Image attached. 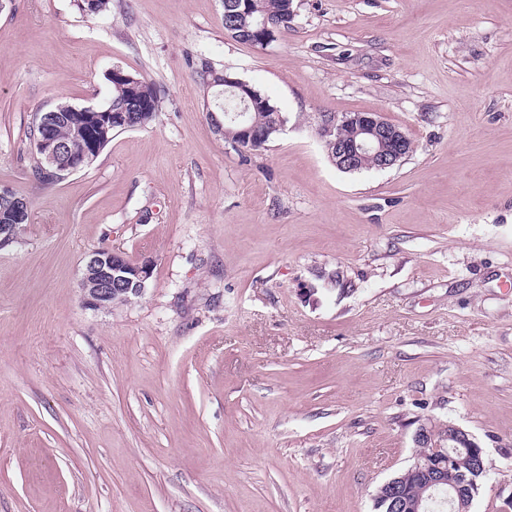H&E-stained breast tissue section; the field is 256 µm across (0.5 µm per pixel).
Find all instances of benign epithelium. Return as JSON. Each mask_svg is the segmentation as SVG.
Returning a JSON list of instances; mask_svg holds the SVG:
<instances>
[{
  "instance_id": "obj_1",
  "label": "benign epithelium",
  "mask_w": 512,
  "mask_h": 512,
  "mask_svg": "<svg viewBox=\"0 0 512 512\" xmlns=\"http://www.w3.org/2000/svg\"><path fill=\"white\" fill-rule=\"evenodd\" d=\"M214 86H227L242 101L251 99L252 87L245 81L224 76L212 82ZM58 118L54 112L41 115L43 134L33 142V151L41 167L63 181L70 175L89 167L97 157L98 141L107 137L109 128L105 125L91 132L76 128V138H92L91 144L82 155H73L66 151L62 142L52 133V122ZM345 126L352 131V138L337 144L336 168L351 172L357 168L358 160L371 155L375 158V169L385 170L397 165L405 156L406 133L398 126L388 122L374 112L355 113L336 119V122L319 121L317 132L323 139H330L335 134V127ZM153 275V262L143 260L131 263L122 252L114 249H99L86 257L84 273L80 282L83 303L93 309L110 305L116 298H129L140 295L147 281ZM418 436L427 439L431 447L440 453H448V448L461 447L465 452L462 460L448 459V472H440L432 463L424 462L420 468L428 477L427 487L436 489L442 484L448 485L455 495L448 497L452 509L467 512L466 501L470 498L473 478L469 473L485 472L483 449L475 444L468 434L454 425L448 426V434L438 436L426 430H419ZM379 496L391 502L390 512H421L423 500L411 502L401 492L398 479L392 478L380 487Z\"/></svg>"
}]
</instances>
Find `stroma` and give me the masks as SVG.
<instances>
[{"instance_id": "1", "label": "stroma", "mask_w": 512, "mask_h": 512, "mask_svg": "<svg viewBox=\"0 0 512 512\" xmlns=\"http://www.w3.org/2000/svg\"><path fill=\"white\" fill-rule=\"evenodd\" d=\"M264 46L222 0L0 7V186L30 218L0 247V512H377L421 425L482 448L471 512H512V0H294ZM286 117L236 153L200 62ZM120 66L155 83L60 183L28 132L106 106ZM376 112L414 150L327 159L320 113ZM151 260L91 309L85 259Z\"/></svg>"}]
</instances>
